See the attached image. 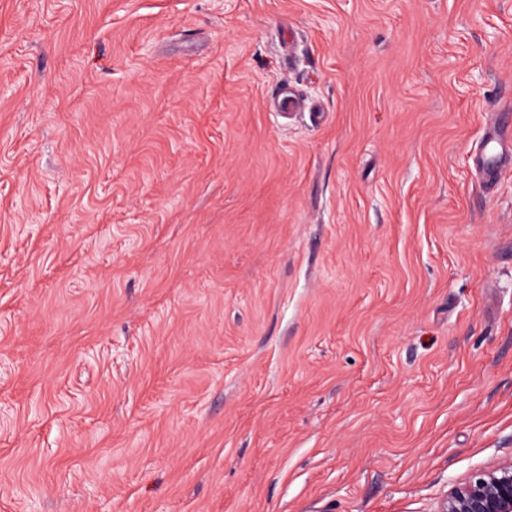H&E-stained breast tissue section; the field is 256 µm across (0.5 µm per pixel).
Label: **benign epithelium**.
Masks as SVG:
<instances>
[{
    "label": "benign epithelium",
    "instance_id": "benign-epithelium-1",
    "mask_svg": "<svg viewBox=\"0 0 512 512\" xmlns=\"http://www.w3.org/2000/svg\"><path fill=\"white\" fill-rule=\"evenodd\" d=\"M440 512H512V456L454 486Z\"/></svg>",
    "mask_w": 512,
    "mask_h": 512
}]
</instances>
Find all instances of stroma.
Returning <instances> with one entry per match:
<instances>
[{"mask_svg": "<svg viewBox=\"0 0 512 512\" xmlns=\"http://www.w3.org/2000/svg\"><path fill=\"white\" fill-rule=\"evenodd\" d=\"M500 108L512 0H0V512H437L511 456ZM510 162L512 163V138L493 127L485 137L477 160L478 169L483 176L491 178V174Z\"/></svg>", "mask_w": 512, "mask_h": 512, "instance_id": "35a3bbf8", "label": "stroma"}]
</instances>
